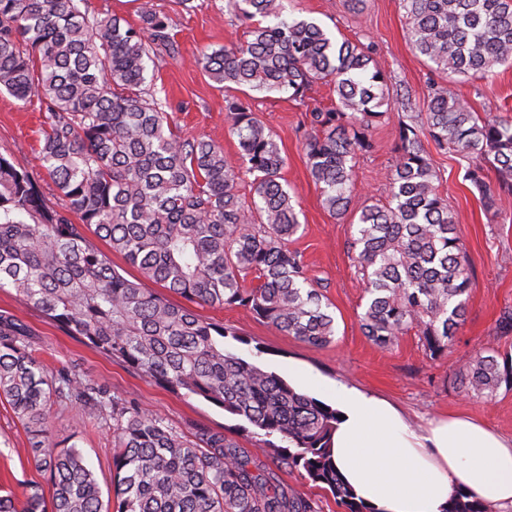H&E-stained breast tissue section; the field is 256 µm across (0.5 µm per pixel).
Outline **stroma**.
Listing matches in <instances>:
<instances>
[{
	"mask_svg": "<svg viewBox=\"0 0 512 512\" xmlns=\"http://www.w3.org/2000/svg\"><path fill=\"white\" fill-rule=\"evenodd\" d=\"M149 2L168 17L175 35L177 52L159 62L155 87L169 99V114L178 134L189 139L206 136L223 146L229 159H236L238 142L230 133L224 91L203 72L199 61L203 54L241 40L244 25L229 22L223 11L224 0H195L191 11L180 0ZM295 6L332 37L372 46L376 65L390 78V108L375 132V149L359 158L354 175L359 199L387 200L398 116L407 104L413 111H424L429 92V70L408 44L400 0H364L357 11L352 10L349 0H296ZM448 90L467 97L479 114L512 117V66L497 67L494 76L486 80L449 83ZM310 97L304 107L274 94L263 95L256 99L254 109L273 131L287 158L282 176L298 193L302 224L290 247L301 252L309 275L331 304L337 326L334 343L324 348L311 346L277 332L241 307L200 306L197 314L236 331V338H225L226 351L282 376L287 375L289 366L297 365L323 380L341 381L390 402L419 431H426L433 419L461 415L511 438L512 388L501 386L495 397L485 400L460 393L453 379L463 358L475 351L489 349L505 357L512 355V329L500 326L503 313L512 312V206L486 207L478 191L463 179L471 158L428 146L439 190L455 213L469 260L471 288L466 319L446 355L430 357L411 332L401 336L391 350H378L359 327L365 284L351 247L352 229L349 222L335 221L323 209L319 190L309 176L299 132L307 108L330 105L335 98L333 88L316 84ZM41 121L33 106L0 93V155L24 166L38 183L46 204L62 210L66 201L47 177L38 156ZM1 313L11 314L25 326L24 345L50 370L66 369L92 379L115 400L161 414L169 427L186 436L214 430L243 447H260L259 436L241 430L237 417L203 399L167 392L123 362L84 346L42 311L20 304L13 289L0 288ZM51 414L50 443L81 448L101 489L110 490L111 420L62 399L54 401ZM31 483L46 491L51 488L48 472L33 460L23 425L7 400L0 399V484L18 493Z\"/></svg>",
	"mask_w": 512,
	"mask_h": 512,
	"instance_id": "1",
	"label": "stroma"
}]
</instances>
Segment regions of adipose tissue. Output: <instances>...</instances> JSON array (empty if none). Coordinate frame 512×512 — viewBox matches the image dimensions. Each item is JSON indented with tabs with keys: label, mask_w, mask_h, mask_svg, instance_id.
<instances>
[{
	"label": "adipose tissue",
	"mask_w": 512,
	"mask_h": 512,
	"mask_svg": "<svg viewBox=\"0 0 512 512\" xmlns=\"http://www.w3.org/2000/svg\"><path fill=\"white\" fill-rule=\"evenodd\" d=\"M341 415L332 455L343 479L377 512H446L457 488L512 508V441L462 417L421 434L386 401L336 382Z\"/></svg>",
	"instance_id": "obj_1"
}]
</instances>
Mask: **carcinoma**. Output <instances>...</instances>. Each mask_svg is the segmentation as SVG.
I'll use <instances>...</instances> for the list:
<instances>
[{
  "mask_svg": "<svg viewBox=\"0 0 512 512\" xmlns=\"http://www.w3.org/2000/svg\"><path fill=\"white\" fill-rule=\"evenodd\" d=\"M245 39L200 59L224 88L253 202L224 148L184 139L167 101L147 85L149 66L177 48L168 18L143 4L139 23L90 12L87 0H0V90L44 112L39 158L67 199L44 203L27 169L0 155V288L41 310L68 335L144 374L159 387L201 398L266 437L282 466L329 492L346 512L356 500L332 459L338 411L281 376L224 349L235 336L193 306L243 307L280 333L314 347L335 341L336 320L289 247L300 230L296 194L283 182L287 159L253 109V93L303 106L330 81L334 105L303 125L307 168L323 207L356 226V261L366 286L363 335L388 350L407 331L438 357L460 329L471 287L455 214L438 189L423 146H452L480 164L464 178L486 206L512 198V120L481 116L446 81L494 75L512 65V0H401L412 50L442 82L423 112H405L385 203L353 207L357 156L370 153L388 104L389 76L361 42H337L314 20L286 15L288 0H225ZM498 174L487 182L484 166ZM78 220H73L72 216ZM104 240L140 271L130 280L89 237ZM161 285L178 305L147 287ZM25 328L0 314V398L30 434L40 486L0 494V512H315L258 452L222 432L195 439L158 413L104 399L92 380L51 372L20 344ZM512 386V358L477 351L458 368L466 396ZM64 398L112 419V492L102 493L82 449L50 447L51 406ZM446 512H493L459 488Z\"/></svg>",
  "mask_w": 512,
  "mask_h": 512,
  "instance_id": "cac0c4a2",
  "label": "carcinoma"
}]
</instances>
